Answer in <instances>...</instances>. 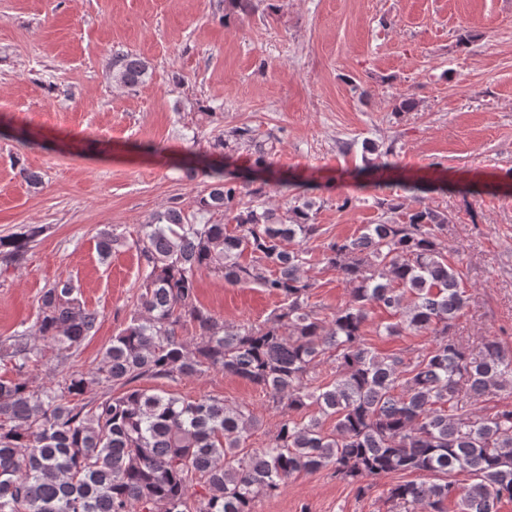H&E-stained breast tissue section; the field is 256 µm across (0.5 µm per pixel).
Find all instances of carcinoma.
<instances>
[{
	"mask_svg": "<svg viewBox=\"0 0 512 512\" xmlns=\"http://www.w3.org/2000/svg\"><path fill=\"white\" fill-rule=\"evenodd\" d=\"M149 62L124 55L112 78L144 85ZM253 140L248 127L219 135L210 154ZM244 180L208 165L211 179L196 211L235 221L196 224L178 205L154 212L133 241L143 266L139 312L112 337L94 372L54 369L48 385L27 376L36 342L67 358L94 335L98 315L70 279L44 289L30 330L0 341V512H256L301 472L332 471L362 495L369 479L413 475L387 490L390 512H500L512 502V409L482 414L467 397L512 393V350L487 337L477 353L450 335L468 305L461 262L448 258L439 231L448 217L419 207L407 221L367 224L357 236L324 246L349 300L328 321L309 305L304 244L319 235L308 187L276 177L272 149L258 147ZM295 189L280 212L267 186ZM39 233L0 237L5 266L24 260ZM124 243L102 229V257ZM207 271L233 286L257 285L281 298L258 324L230 326L197 305V276ZM397 317L382 335L433 336L412 361L374 351L363 339L369 311ZM194 330L193 346L183 336ZM329 363L334 378L312 386ZM223 371L261 387L287 417L262 448L247 440L257 425L245 404L202 396L185 400L143 389L144 378ZM316 412L297 421L294 415ZM336 420L334 430L323 420ZM473 483L462 486L457 475ZM205 488L202 494L195 487ZM455 509L447 508L448 502Z\"/></svg>",
	"mask_w": 512,
	"mask_h": 512,
	"instance_id": "1",
	"label": "carcinoma"
}]
</instances>
